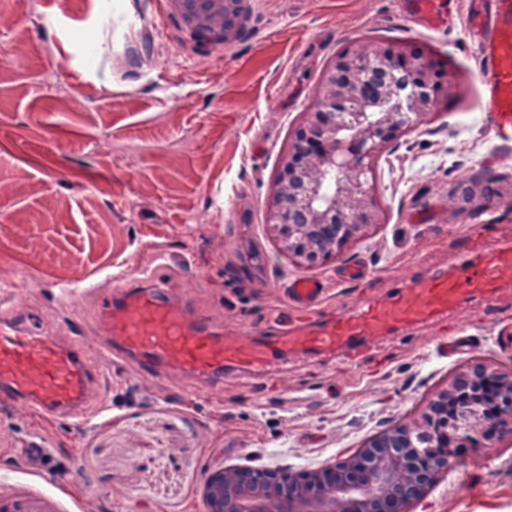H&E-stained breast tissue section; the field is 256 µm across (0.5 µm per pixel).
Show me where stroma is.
Segmentation results:
<instances>
[{
  "label": "stroma",
  "mask_w": 512,
  "mask_h": 512,
  "mask_svg": "<svg viewBox=\"0 0 512 512\" xmlns=\"http://www.w3.org/2000/svg\"><path fill=\"white\" fill-rule=\"evenodd\" d=\"M471 0L447 32L411 26L400 0H243L241 32L196 45L169 0H0V295L49 335L92 340L115 275L147 273L219 328L257 336L288 314L301 276L271 245L265 202L292 125L337 50L404 42L443 60L453 111L409 132L375 171L386 222L346 257L314 268L323 315L381 301L417 273L446 274L458 238L486 217L512 228V158L496 159L481 112ZM493 178L490 197L463 189ZM363 262L362 283L342 269ZM94 290L61 296V286ZM463 354L428 326L368 343L357 362L299 351L267 375L229 372L213 390L141 380L109 365L101 415L81 425L0 414V503L21 512H205L209 470H313L410 417L468 359L512 363V309L481 295L454 313ZM52 459L32 462L33 435ZM413 512H512V445L457 459Z\"/></svg>",
  "instance_id": "obj_1"
}]
</instances>
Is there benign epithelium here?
Masks as SVG:
<instances>
[{
	"mask_svg": "<svg viewBox=\"0 0 512 512\" xmlns=\"http://www.w3.org/2000/svg\"><path fill=\"white\" fill-rule=\"evenodd\" d=\"M242 0H208L187 18L210 42L239 36ZM454 89L403 43L358 39L324 69L317 98L279 155L264 226L297 268L320 267L384 223L375 163L431 121ZM512 441V366L470 360L430 392L408 420L385 427L338 462L310 471L215 469L207 512H412L462 453Z\"/></svg>",
	"mask_w": 512,
	"mask_h": 512,
	"instance_id": "benign-epithelium-1",
	"label": "benign epithelium"
}]
</instances>
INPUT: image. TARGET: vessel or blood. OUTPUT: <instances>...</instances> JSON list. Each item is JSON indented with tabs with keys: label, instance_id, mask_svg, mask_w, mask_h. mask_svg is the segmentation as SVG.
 I'll return each mask as SVG.
<instances>
[{
	"label": "vessel or blood",
	"instance_id": "vessel-or-blood-1",
	"mask_svg": "<svg viewBox=\"0 0 512 512\" xmlns=\"http://www.w3.org/2000/svg\"><path fill=\"white\" fill-rule=\"evenodd\" d=\"M453 0H409L410 21L441 28ZM479 48L476 108L487 118L498 154L512 155V0H489L468 24ZM482 231L464 234L471 260L449 276H415L384 302L363 301L356 311L333 315L313 325L316 310L328 295L316 277L284 283L291 317L266 340L246 333L221 335L168 289L148 282L118 290L104 304L93 342L42 336L15 315L0 316V402L18 405L52 419L65 414L84 421L103 376L101 361L133 364L144 380L179 376L218 387L225 367L242 373L264 372L279 354L312 349L333 354L396 326L434 321L458 307L462 297L482 293L495 283L512 280V243L485 250Z\"/></svg>",
	"mask_w": 512,
	"mask_h": 512
}]
</instances>
